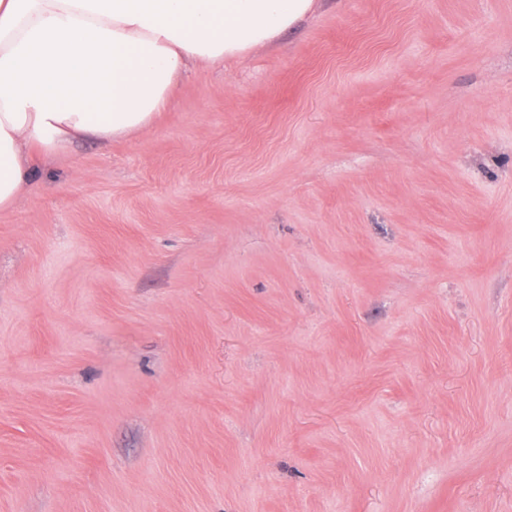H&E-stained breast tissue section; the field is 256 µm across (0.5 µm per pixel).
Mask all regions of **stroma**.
Instances as JSON below:
<instances>
[{
    "mask_svg": "<svg viewBox=\"0 0 512 512\" xmlns=\"http://www.w3.org/2000/svg\"><path fill=\"white\" fill-rule=\"evenodd\" d=\"M0 212V512H512V0H316Z\"/></svg>",
    "mask_w": 512,
    "mask_h": 512,
    "instance_id": "stroma-1",
    "label": "stroma"
}]
</instances>
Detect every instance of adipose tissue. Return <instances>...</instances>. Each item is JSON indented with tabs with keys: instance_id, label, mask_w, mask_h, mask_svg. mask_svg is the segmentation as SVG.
<instances>
[{
	"instance_id": "obj_1",
	"label": "adipose tissue",
	"mask_w": 512,
	"mask_h": 512,
	"mask_svg": "<svg viewBox=\"0 0 512 512\" xmlns=\"http://www.w3.org/2000/svg\"><path fill=\"white\" fill-rule=\"evenodd\" d=\"M315 0H0V211L80 138L149 128L189 64L273 44Z\"/></svg>"
}]
</instances>
